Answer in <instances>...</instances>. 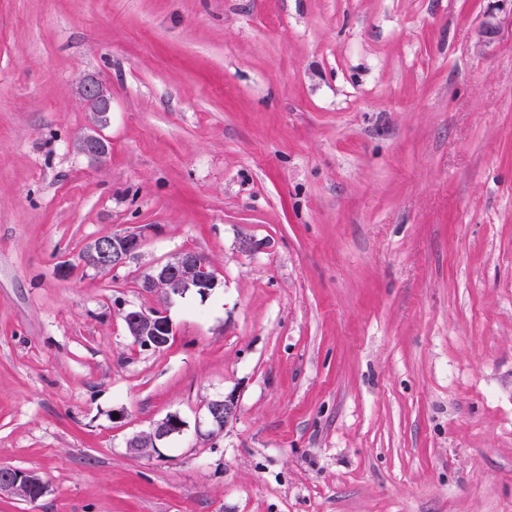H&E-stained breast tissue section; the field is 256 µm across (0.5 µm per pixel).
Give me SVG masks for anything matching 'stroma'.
Wrapping results in <instances>:
<instances>
[{
	"label": "stroma",
	"instance_id": "1",
	"mask_svg": "<svg viewBox=\"0 0 512 512\" xmlns=\"http://www.w3.org/2000/svg\"><path fill=\"white\" fill-rule=\"evenodd\" d=\"M1 465L48 492L0 512H512V0H0ZM80 95L85 111L90 112L92 123L95 126L107 124L112 111V100L107 95L101 81L97 77L84 79L80 85ZM137 233L113 234L92 241L80 263L84 268L97 271L116 270L126 264L141 248ZM208 263L196 252H180L168 262L153 268L143 279L142 288L151 293H161L164 304L171 301L174 296L184 295L189 290L206 296L218 284L217 273ZM159 288L163 289V292ZM164 304L148 310L129 308L124 313L129 335L133 336L137 340L136 345L144 350H152V345L161 346L162 338L173 333ZM236 411V402L233 396L223 399H214L207 404L206 420L212 430L222 431L233 419ZM183 430V423L176 415H169L165 419L158 422L153 430V434L150 433L146 436L137 437L132 440L135 442L134 448L130 450L134 453L141 452L139 448L146 450L147 448H154L153 435L156 440L160 441L170 437L175 433H181Z\"/></svg>",
	"mask_w": 512,
	"mask_h": 512
}]
</instances>
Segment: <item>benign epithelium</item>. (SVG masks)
I'll use <instances>...</instances> for the list:
<instances>
[{"instance_id": "obj_1", "label": "benign epithelium", "mask_w": 512, "mask_h": 512, "mask_svg": "<svg viewBox=\"0 0 512 512\" xmlns=\"http://www.w3.org/2000/svg\"><path fill=\"white\" fill-rule=\"evenodd\" d=\"M85 111L92 117L96 126L107 124L112 111V100L107 95L101 81L96 77L84 79L80 85ZM84 154L101 160L106 154V145L97 135H87L79 143ZM141 248V237L137 233L113 234L93 241L83 254L80 263L85 268L97 271L116 270L126 264ZM218 284L216 271L196 252H180L168 262L158 265L146 275L142 288L151 293H161L163 304L151 309L129 308L124 313V321L129 335L137 340V346L144 350L160 345L162 338L172 335L173 328L166 315L164 304L177 295L193 290L202 296L207 295ZM236 411L235 398L226 396L214 399L207 404L206 420L212 430H223L233 419ZM183 430L179 417L170 415L158 422L153 430L160 441ZM30 487V475L16 470L0 471V490L16 496H23Z\"/></svg>"}]
</instances>
